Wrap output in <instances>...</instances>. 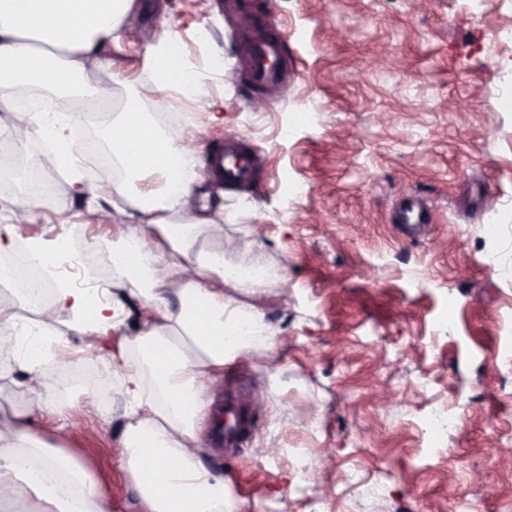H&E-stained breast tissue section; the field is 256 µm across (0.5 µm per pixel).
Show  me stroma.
<instances>
[{
  "instance_id": "stroma-1",
  "label": "stroma",
  "mask_w": 512,
  "mask_h": 512,
  "mask_svg": "<svg viewBox=\"0 0 512 512\" xmlns=\"http://www.w3.org/2000/svg\"><path fill=\"white\" fill-rule=\"evenodd\" d=\"M258 6L286 34L284 80L267 92L242 67L234 0H138L116 57L113 112L177 124L197 161L228 135L263 157L251 184L225 187L221 231L198 239L227 263L279 271L253 298L275 351L235 361L259 399L252 438L211 464L239 512H512V0ZM170 30L197 92L142 98L141 60ZM289 124L297 132L282 139ZM45 175L57 197L27 238L76 224L112 249L92 198L74 196L68 172ZM409 196L433 205L428 235L392 221ZM105 301L121 314L116 337L145 330L138 298L114 285ZM73 318L59 311L48 328L62 350L47 373L68 404L42 425L60 428L112 512H141L116 452L123 403L102 406L67 379L76 361L112 367L105 351H81ZM437 406L457 426L434 440L423 428ZM373 481L376 498L364 491Z\"/></svg>"
}]
</instances>
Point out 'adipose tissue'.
Masks as SVG:
<instances>
[{
  "label": "adipose tissue",
  "instance_id": "ef3b65f1",
  "mask_svg": "<svg viewBox=\"0 0 512 512\" xmlns=\"http://www.w3.org/2000/svg\"><path fill=\"white\" fill-rule=\"evenodd\" d=\"M135 0H0V132L36 124L50 150L42 166L69 169L78 114H40L37 102L20 105L16 87L69 86L81 79L94 99L112 98L100 69L121 72L104 53L118 45ZM148 79L139 93L193 91L196 77L181 58L178 41L164 37L143 60ZM102 136L120 181L98 187L95 198L124 200L112 227L114 279L143 299L152 322L140 335L124 338L112 373L126 403L118 439L119 463L136 490L143 512H227L232 498L222 475L206 462L195 423L206 403L211 378L236 357L269 353L275 333L256 305V280L231 271L223 251H201L199 235L214 230L211 217L189 209L200 183L187 152L143 112H125L104 126ZM39 200L0 199V251L21 238ZM79 318L71 329L85 348L112 338L117 314L82 291L61 288L54 306L38 309L41 325L57 310ZM14 316L0 309V350L22 347L17 363L23 404L0 408V507L11 512H112V503L85 468L73 465L58 438L47 437L40 419L54 410L53 387L38 339L14 334Z\"/></svg>",
  "mask_w": 512,
  "mask_h": 512
}]
</instances>
